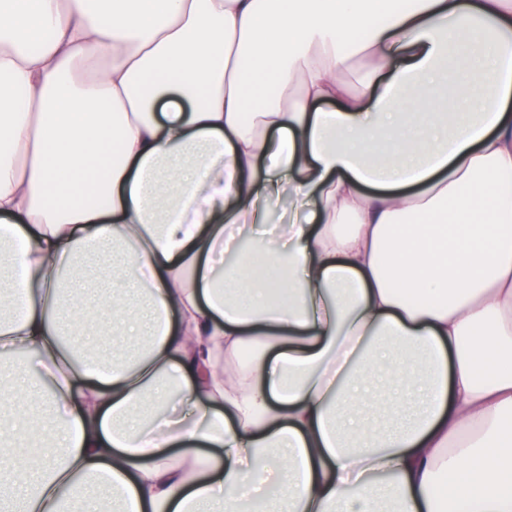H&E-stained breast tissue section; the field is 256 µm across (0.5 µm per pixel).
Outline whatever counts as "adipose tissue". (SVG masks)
Wrapping results in <instances>:
<instances>
[{"mask_svg": "<svg viewBox=\"0 0 512 512\" xmlns=\"http://www.w3.org/2000/svg\"><path fill=\"white\" fill-rule=\"evenodd\" d=\"M0 245V512H512V0H0Z\"/></svg>", "mask_w": 512, "mask_h": 512, "instance_id": "adipose-tissue-1", "label": "adipose tissue"}]
</instances>
